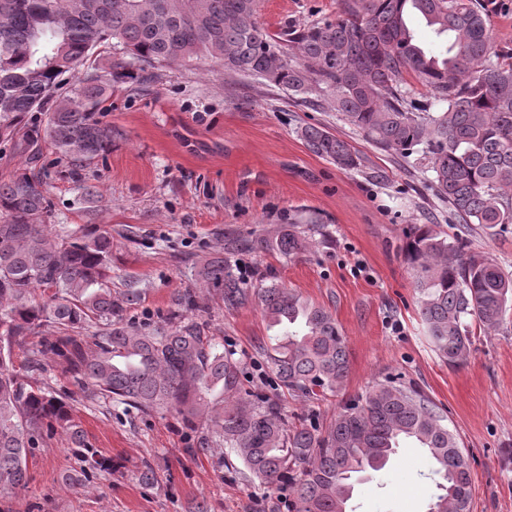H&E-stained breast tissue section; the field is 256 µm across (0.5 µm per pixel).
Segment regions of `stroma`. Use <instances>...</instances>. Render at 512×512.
Instances as JSON below:
<instances>
[{
    "label": "stroma",
    "instance_id": "1",
    "mask_svg": "<svg viewBox=\"0 0 512 512\" xmlns=\"http://www.w3.org/2000/svg\"><path fill=\"white\" fill-rule=\"evenodd\" d=\"M339 0H258L257 19L271 33L335 18ZM135 81L106 102L112 151L69 173L44 148L53 224L95 219L112 234L113 292L134 289L125 322L172 331L197 322L243 367L246 389L279 400L289 418L325 427L350 401L388 377L418 387L443 413L469 456L471 512H512V307L498 331L473 329L468 359L450 365L429 343L415 276L404 248L413 225L427 224L512 273V231L489 233L452 224L448 205L393 157L369 143L328 106L311 108L287 92L225 71L201 58L154 69L135 64ZM314 125L352 144L363 158L346 172L311 152L301 130ZM95 186L93 200L84 186ZM307 232L310 246L286 257L257 247L280 225ZM223 252L251 296L230 307L198 277L205 259ZM276 281L329 310L346 339L349 371L323 399L302 400L279 387L268 368L270 331L258 292ZM193 290L198 311L180 303ZM69 395L92 448L114 463L84 484L65 478L80 468L66 433L44 437L28 460L27 487L0 492V512H275L280 492L222 455L188 456L197 433L172 413L123 414L84 399L58 370L37 374ZM151 466L154 483L141 481ZM423 449L403 443L380 471L357 484L355 512H426L436 491Z\"/></svg>",
    "mask_w": 512,
    "mask_h": 512
}]
</instances>
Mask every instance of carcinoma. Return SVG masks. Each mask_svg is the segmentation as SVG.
Here are the masks:
<instances>
[{
	"label": "carcinoma",
	"instance_id": "1",
	"mask_svg": "<svg viewBox=\"0 0 512 512\" xmlns=\"http://www.w3.org/2000/svg\"><path fill=\"white\" fill-rule=\"evenodd\" d=\"M257 0H0V138L29 164L41 146L75 168L112 151L100 115L112 83L135 78L132 63L171 66L207 55L309 105L327 104L402 166L426 175L458 224L504 231L512 224V62L494 47L480 0H341L336 19L271 34ZM424 18L448 48L424 50L407 24ZM130 58L112 62V48ZM426 90L421 100L416 86ZM45 119H38L39 115ZM318 156L353 171L362 158L344 139L308 126ZM47 176L0 183V490L28 482V457L45 430H65L83 470L112 469L88 446L60 395L21 375L61 373L90 401L141 413L174 411L205 447L231 449L250 476L288 487V512H347L355 481L383 468L404 441L424 449L440 479L430 512H462L472 500L468 457L444 416L418 388L389 378L344 406L321 430L291 427L279 403L242 385L240 362L191 323L173 332L123 321L127 294L105 286L112 233L95 224L48 232ZM270 246L288 257L307 240L294 225ZM405 258L414 271L419 313L434 351L450 364L467 359L470 323L500 327L512 305V276L465 251L427 224L414 228ZM202 280L231 307L249 289L217 255ZM259 299L278 328L268 355L279 385L311 398L336 391L348 357L332 314L272 282ZM95 323L93 347L82 330Z\"/></svg>",
	"mask_w": 512,
	"mask_h": 512
}]
</instances>
